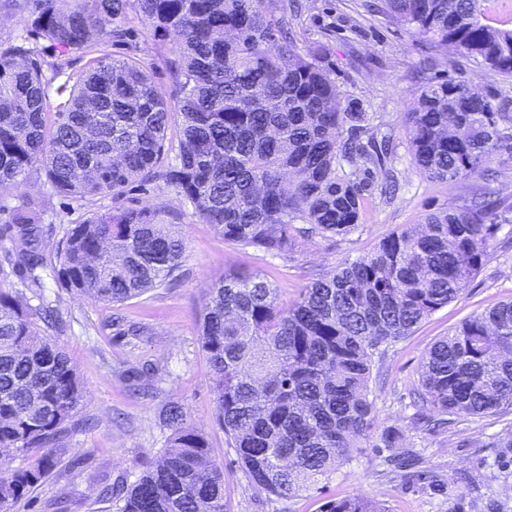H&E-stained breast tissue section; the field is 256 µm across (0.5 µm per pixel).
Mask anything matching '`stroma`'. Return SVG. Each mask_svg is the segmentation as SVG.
Returning <instances> with one entry per match:
<instances>
[{
    "instance_id": "stroma-1",
    "label": "stroma",
    "mask_w": 512,
    "mask_h": 512,
    "mask_svg": "<svg viewBox=\"0 0 512 512\" xmlns=\"http://www.w3.org/2000/svg\"><path fill=\"white\" fill-rule=\"evenodd\" d=\"M294 1L299 4L292 28L298 50L327 46L325 64L342 91L343 104L367 112L378 133L394 132L396 195L388 199L372 193L350 234L305 240L292 254L274 259L224 241L211 225L194 217L188 202L164 186L133 185L117 200L109 195L79 200L55 192L36 171L25 186L0 188V288L62 317L64 326L55 336L88 390L82 415L95 422L92 430L63 434L55 450L56 467L12 512H119V499L100 498V483L123 489L135 484L165 446L163 411L173 400L206 433L212 456L224 464L225 512H325L328 501L345 496L376 498L387 512H512V448L499 445L512 432V410L432 429L417 420L421 364L433 343L464 320L512 299V192L503 188L512 176V153L494 155L466 179L423 174L400 128L409 102L422 87L424 37L373 11L377 0H281L285 5ZM124 26L138 45V60L164 97L175 101L176 84L167 61L174 57L179 37H156L133 10ZM445 69L451 77L473 80L480 92L506 103L512 112V75L459 54L451 55ZM488 192L502 201L493 253L457 299L390 345L374 363L370 390L376 420L362 448L319 488L291 499L254 488L215 422L212 383L200 344L208 288L226 271L258 270L276 288L280 307H288L302 288L345 260L371 252L403 226L422 223L430 213L457 210ZM28 195L46 203L42 222L51 229L46 248L50 261L69 225L91 214L118 206L180 214L186 252L176 281L117 305L72 294L47 274L40 285L26 284L12 272L21 245L6 226ZM388 434L398 435L397 455L406 457L413 470L427 473L426 482H407L401 470L388 464L389 451L383 445Z\"/></svg>"
}]
</instances>
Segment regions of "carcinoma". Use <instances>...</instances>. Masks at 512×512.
Returning <instances> with one entry per match:
<instances>
[{"mask_svg": "<svg viewBox=\"0 0 512 512\" xmlns=\"http://www.w3.org/2000/svg\"><path fill=\"white\" fill-rule=\"evenodd\" d=\"M12 5L29 12L44 45L23 38L0 49V187H19L34 170L78 199L161 182L224 240L272 257L302 238L345 236L358 226L372 169L387 166L390 137L377 140L367 113L340 108L325 47L298 51L287 8L272 0ZM132 7L155 35L183 37L169 60L176 107L133 46L124 59L94 57L49 111L44 67L58 76L94 46L127 41L122 22ZM376 10L437 52L512 74V29L495 25L481 0H380ZM174 112L175 146L168 140ZM403 127L416 166L434 179H466L512 149V114L471 80L427 82ZM42 206L26 199L9 223L23 245L16 272L33 284L45 266ZM495 210L476 199L430 214L321 276L286 309L258 271H228L211 286L200 343L215 420L254 487L290 499L362 447L374 422L373 357L468 287L490 258ZM177 220L144 206L73 224L57 244L53 273L92 301H128L176 277L186 250ZM38 318L41 309L0 289V512L49 476L51 449L66 425H77L86 400L64 346L41 333ZM420 386L422 401L450 424L512 409V302L434 343ZM164 423L166 446L122 497L121 512H224V464L211 458L204 433L175 401ZM33 452L26 467L8 462ZM325 512L386 510L357 496L331 501Z\"/></svg>", "mask_w": 512, "mask_h": 512, "instance_id": "carcinoma-1", "label": "carcinoma"}]
</instances>
